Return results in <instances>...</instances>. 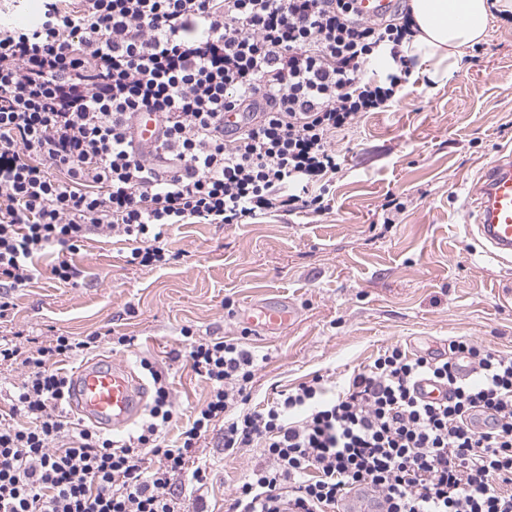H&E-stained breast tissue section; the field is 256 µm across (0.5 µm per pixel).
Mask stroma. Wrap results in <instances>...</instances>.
Masks as SVG:
<instances>
[{
  "instance_id": "obj_1",
  "label": "stroma",
  "mask_w": 512,
  "mask_h": 512,
  "mask_svg": "<svg viewBox=\"0 0 512 512\" xmlns=\"http://www.w3.org/2000/svg\"><path fill=\"white\" fill-rule=\"evenodd\" d=\"M334 145L345 162L321 215L179 224L165 236L173 260L150 267L128 263V243L91 235L74 255L76 284L45 275L8 289L0 338L133 337L98 353L135 368L155 361L185 415L204 404L208 384L183 356L184 327L198 339H246L257 402L317 374L348 380L394 344L438 357L462 337L512 355V265L484 254L465 207L481 169L512 149V21L493 17L485 41L445 80L410 73L388 111L368 113ZM391 196L405 210L388 224ZM275 297L296 317L285 333L256 336L241 312ZM201 453L214 468L201 489L183 488L179 507L193 512L200 496L208 512H224L259 451L225 454L214 431Z\"/></svg>"
}]
</instances>
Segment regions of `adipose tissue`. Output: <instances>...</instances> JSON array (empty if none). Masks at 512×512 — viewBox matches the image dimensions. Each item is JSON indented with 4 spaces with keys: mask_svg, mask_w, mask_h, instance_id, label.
Wrapping results in <instances>:
<instances>
[{
    "mask_svg": "<svg viewBox=\"0 0 512 512\" xmlns=\"http://www.w3.org/2000/svg\"><path fill=\"white\" fill-rule=\"evenodd\" d=\"M500 0H410L417 32L404 47L429 79L447 77L469 48L482 42Z\"/></svg>",
    "mask_w": 512,
    "mask_h": 512,
    "instance_id": "adipose-tissue-1",
    "label": "adipose tissue"
}]
</instances>
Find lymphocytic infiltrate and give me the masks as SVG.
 I'll return each mask as SVG.
<instances>
[{
    "label": "lymphocytic infiltrate",
    "mask_w": 512,
    "mask_h": 512,
    "mask_svg": "<svg viewBox=\"0 0 512 512\" xmlns=\"http://www.w3.org/2000/svg\"><path fill=\"white\" fill-rule=\"evenodd\" d=\"M357 2L45 0L35 25L1 27L0 284L33 283L50 250L70 282L68 255L94 232L147 267L178 224L321 213L336 133L386 111L411 65L406 0L383 17ZM145 111L160 125L148 145L135 135ZM182 335L209 394L172 442L178 412L148 359L153 402L117 439L64 410L60 364L100 333L1 339L0 365L25 375L0 409V512H178L184 483L207 479L196 451L219 423L225 453L260 451L224 512H339L354 491L375 512H512L511 354L469 339L444 358L390 346L337 390L316 377L254 406L242 341ZM422 380L448 396L424 400Z\"/></svg>",
    "instance_id": "1"
}]
</instances>
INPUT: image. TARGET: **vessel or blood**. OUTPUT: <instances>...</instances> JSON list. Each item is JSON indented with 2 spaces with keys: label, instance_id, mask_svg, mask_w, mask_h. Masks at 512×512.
<instances>
[{
  "label": "vessel or blood",
  "instance_id": "vessel-or-blood-1",
  "mask_svg": "<svg viewBox=\"0 0 512 512\" xmlns=\"http://www.w3.org/2000/svg\"><path fill=\"white\" fill-rule=\"evenodd\" d=\"M475 222L471 234L485 253L512 263V150H502L486 165L470 197ZM246 323L261 336L287 330L290 306L272 298L248 303ZM148 387L131 366L106 357L84 362L70 384L68 407L106 431L126 430L141 414Z\"/></svg>",
  "mask_w": 512,
  "mask_h": 512
}]
</instances>
